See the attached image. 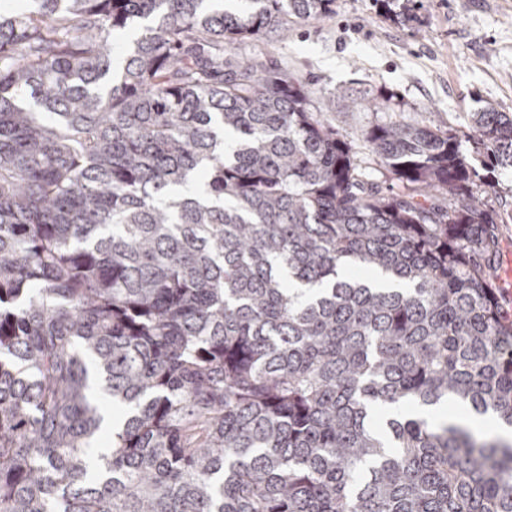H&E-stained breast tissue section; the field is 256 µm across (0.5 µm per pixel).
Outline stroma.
I'll use <instances>...</instances> for the list:
<instances>
[{
    "mask_svg": "<svg viewBox=\"0 0 512 512\" xmlns=\"http://www.w3.org/2000/svg\"><path fill=\"white\" fill-rule=\"evenodd\" d=\"M397 21L381 0H335L320 21L292 23L288 38L265 43L271 59L313 81L333 124L363 151L377 124L426 115L431 124L466 132L471 113L492 106L512 113V0H408ZM385 97L395 112H368L353 101ZM499 225L493 272L500 306L512 319V168L486 175Z\"/></svg>",
    "mask_w": 512,
    "mask_h": 512,
    "instance_id": "1",
    "label": "stroma"
}]
</instances>
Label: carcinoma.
Wrapping results in <instances>:
<instances>
[{
  "mask_svg": "<svg viewBox=\"0 0 512 512\" xmlns=\"http://www.w3.org/2000/svg\"><path fill=\"white\" fill-rule=\"evenodd\" d=\"M29 2L0 16V512H512V442L399 411L512 427L483 176L411 119L366 178L311 82L235 51L335 0ZM467 141L512 166V115Z\"/></svg>",
  "mask_w": 512,
  "mask_h": 512,
  "instance_id": "cac0c4a2",
  "label": "carcinoma"
}]
</instances>
